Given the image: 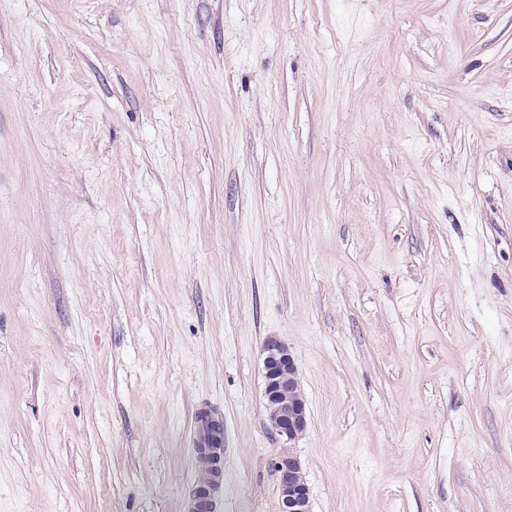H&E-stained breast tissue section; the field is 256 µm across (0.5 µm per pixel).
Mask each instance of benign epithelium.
Here are the masks:
<instances>
[{
  "label": "benign epithelium",
  "instance_id": "benign-epithelium-1",
  "mask_svg": "<svg viewBox=\"0 0 512 512\" xmlns=\"http://www.w3.org/2000/svg\"><path fill=\"white\" fill-rule=\"evenodd\" d=\"M264 403L269 427L288 440L306 431L307 404L288 345L268 338L263 346ZM280 512H310V491L300 459L290 452L275 463Z\"/></svg>",
  "mask_w": 512,
  "mask_h": 512
}]
</instances>
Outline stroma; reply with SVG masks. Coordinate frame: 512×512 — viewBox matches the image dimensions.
<instances>
[{
  "label": "stroma",
  "instance_id": "stroma-1",
  "mask_svg": "<svg viewBox=\"0 0 512 512\" xmlns=\"http://www.w3.org/2000/svg\"><path fill=\"white\" fill-rule=\"evenodd\" d=\"M204 403L221 512H512V0H0V512H187ZM263 355L268 425L277 435L295 439L307 429L308 412L294 357L288 345L276 337L265 341ZM280 512H310V491L300 459L283 453L275 463Z\"/></svg>",
  "mask_w": 512,
  "mask_h": 512
}]
</instances>
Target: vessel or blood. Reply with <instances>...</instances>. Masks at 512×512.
<instances>
[{
    "mask_svg": "<svg viewBox=\"0 0 512 512\" xmlns=\"http://www.w3.org/2000/svg\"><path fill=\"white\" fill-rule=\"evenodd\" d=\"M193 446L200 475L194 485L191 512H218L224 490V424L213 409L197 412Z\"/></svg>",
    "mask_w": 512,
    "mask_h": 512,
    "instance_id": "b4317fda",
    "label": "vessel or blood"
}]
</instances>
